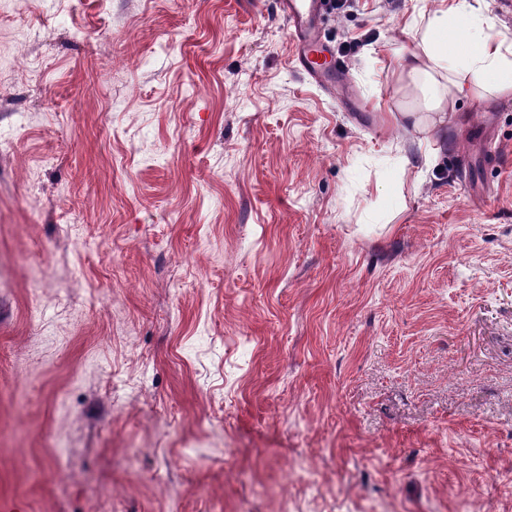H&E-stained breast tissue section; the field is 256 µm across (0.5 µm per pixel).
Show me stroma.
Wrapping results in <instances>:
<instances>
[{
  "mask_svg": "<svg viewBox=\"0 0 512 512\" xmlns=\"http://www.w3.org/2000/svg\"><path fill=\"white\" fill-rule=\"evenodd\" d=\"M0 0V512H512V96L393 113L411 20ZM277 11L288 24L297 66L316 85L334 92L344 65L321 39L327 0H277Z\"/></svg>",
  "mask_w": 512,
  "mask_h": 512,
  "instance_id": "obj_1",
  "label": "stroma"
}]
</instances>
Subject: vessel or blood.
<instances>
[{
	"mask_svg": "<svg viewBox=\"0 0 512 512\" xmlns=\"http://www.w3.org/2000/svg\"><path fill=\"white\" fill-rule=\"evenodd\" d=\"M277 11L288 24L297 66L316 85L334 91L344 65L321 39L327 0H277Z\"/></svg>",
	"mask_w": 512,
	"mask_h": 512,
	"instance_id": "vessel-or-blood-1",
	"label": "vessel or blood"
}]
</instances>
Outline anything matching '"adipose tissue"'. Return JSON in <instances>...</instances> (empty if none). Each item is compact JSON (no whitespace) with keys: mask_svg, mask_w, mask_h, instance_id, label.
Masks as SVG:
<instances>
[{"mask_svg":"<svg viewBox=\"0 0 512 512\" xmlns=\"http://www.w3.org/2000/svg\"><path fill=\"white\" fill-rule=\"evenodd\" d=\"M418 40L401 59L403 73L417 87L421 105L395 118L431 146L432 129L443 124L449 99L486 92L512 94V43L497 38L495 21L472 0H448L413 19Z\"/></svg>","mask_w":512,"mask_h":512,"instance_id":"ef3b65f1","label":"adipose tissue"}]
</instances>
